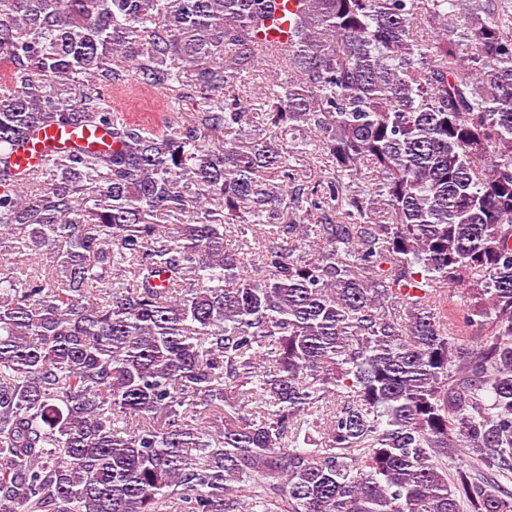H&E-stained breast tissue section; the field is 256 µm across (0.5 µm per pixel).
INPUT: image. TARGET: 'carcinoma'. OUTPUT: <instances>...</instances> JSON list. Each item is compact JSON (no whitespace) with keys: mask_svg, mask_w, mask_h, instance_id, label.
I'll use <instances>...</instances> for the list:
<instances>
[{"mask_svg":"<svg viewBox=\"0 0 512 512\" xmlns=\"http://www.w3.org/2000/svg\"><path fill=\"white\" fill-rule=\"evenodd\" d=\"M504 4L299 0L279 43L274 0H0V181L37 131L112 137L0 189L49 259L0 267V512H512ZM131 75L193 111L128 122ZM291 126L329 180L293 186Z\"/></svg>","mask_w":512,"mask_h":512,"instance_id":"cac0c4a2","label":"carcinoma"}]
</instances>
